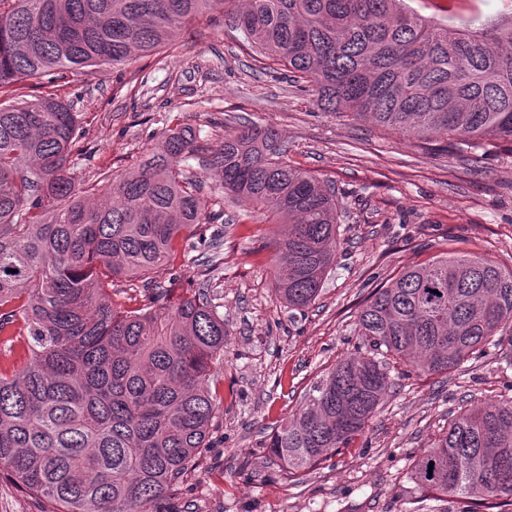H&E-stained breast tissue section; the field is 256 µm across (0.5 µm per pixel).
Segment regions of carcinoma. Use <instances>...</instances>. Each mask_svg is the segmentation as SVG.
Listing matches in <instances>:
<instances>
[{"label":"carcinoma","mask_w":512,"mask_h":512,"mask_svg":"<svg viewBox=\"0 0 512 512\" xmlns=\"http://www.w3.org/2000/svg\"><path fill=\"white\" fill-rule=\"evenodd\" d=\"M216 0H0V94L155 51ZM261 64L310 84L317 110L459 153H512V0L476 23L441 24L405 0H222ZM208 149L224 194L275 216V286L314 303L336 265V187L297 169L275 127L241 118ZM77 118L52 95L0 103V342L30 358L0 369V477L56 512H156L208 439L224 398L208 385L224 318L204 289L170 316L115 304L113 276L153 289L176 240L212 221L183 163L196 135L170 128L92 205L70 166ZM512 323V269L442 255L402 271L359 311L360 338L265 441L287 472L318 466L357 436L396 384L393 371L448 375ZM420 491L461 512L512 506V400L466 410L421 450Z\"/></svg>","instance_id":"1"}]
</instances>
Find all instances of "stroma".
<instances>
[{
	"instance_id": "1",
	"label": "stroma",
	"mask_w": 512,
	"mask_h": 512,
	"mask_svg": "<svg viewBox=\"0 0 512 512\" xmlns=\"http://www.w3.org/2000/svg\"><path fill=\"white\" fill-rule=\"evenodd\" d=\"M224 6L125 67H85L66 79L27 83L34 98L68 101L78 120L71 156L76 185L102 191L98 174L131 172L166 127L192 128L214 146L243 116L273 125L288 162L332 182L342 202L336 267L314 304L289 309L277 295V224L225 196L200 157L186 160L209 210L193 246L176 245L156 285L183 291L207 283L224 317V357L212 372L224 412L199 465L159 512H458L413 491L421 448L464 409L512 398V324L485 355L446 376L399 380L363 437L317 467L285 472L266 436L287 421L323 374L358 344L354 322L374 289L444 253L487 257L512 268V154L488 148L480 162L443 152L366 120L318 112L287 80L257 74ZM223 243L211 248L214 233Z\"/></svg>"
}]
</instances>
